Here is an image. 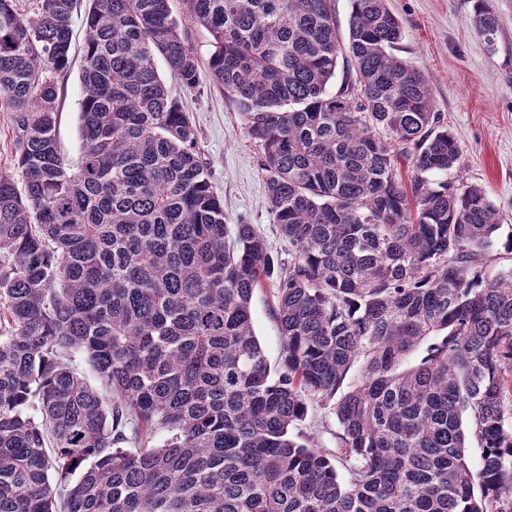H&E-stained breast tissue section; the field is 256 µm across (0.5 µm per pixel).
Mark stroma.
I'll return each mask as SVG.
<instances>
[{"label":"stroma","instance_id":"obj_1","mask_svg":"<svg viewBox=\"0 0 512 512\" xmlns=\"http://www.w3.org/2000/svg\"><path fill=\"white\" fill-rule=\"evenodd\" d=\"M404 26L397 54L420 70L432 91L433 108L458 140L462 157L448 170V182L485 189L495 206L500 227L486 255L487 272L512 266V11L503 12L496 52H488L482 38L469 25L473 0H388ZM183 34L199 59L198 84L189 90L176 81L168 87L199 135V148L207 163L211 185L224 201L228 223L253 224L273 252L287 257L290 246L268 212L266 177L259 151L247 134L239 112L212 82L208 67L210 35L195 24H185ZM86 29L75 21L71 67L57 101V139L67 163L80 152L79 112L81 72ZM274 283L257 290L252 299L256 336L269 363H277L282 337L270 314ZM296 433L314 439L320 447L336 449V420L329 407L310 403L308 414L295 426Z\"/></svg>","mask_w":512,"mask_h":512}]
</instances>
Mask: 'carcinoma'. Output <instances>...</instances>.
I'll return each mask as SVG.
<instances>
[{
    "instance_id": "cac0c4a2",
    "label": "carcinoma",
    "mask_w": 512,
    "mask_h": 512,
    "mask_svg": "<svg viewBox=\"0 0 512 512\" xmlns=\"http://www.w3.org/2000/svg\"><path fill=\"white\" fill-rule=\"evenodd\" d=\"M182 2L293 255L227 224L158 71L197 86L170 0H89L72 166L56 100L78 0H0L20 144L0 172V512H512V268L477 265L499 227L485 190L432 179L462 150L395 54L402 21L349 0L344 40L336 0ZM469 22L497 40L486 0ZM269 281L275 367L251 309ZM311 400L332 403L345 479L291 433Z\"/></svg>"
}]
</instances>
